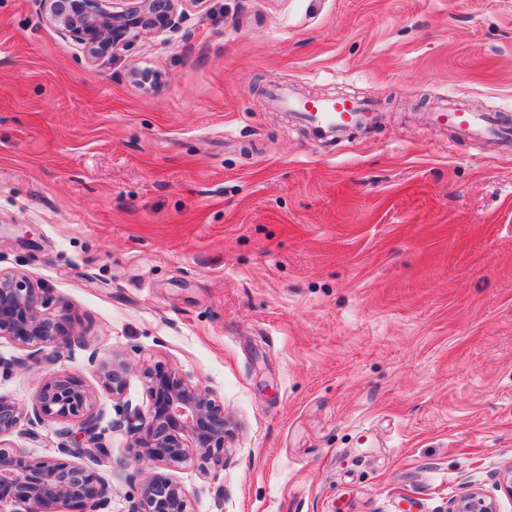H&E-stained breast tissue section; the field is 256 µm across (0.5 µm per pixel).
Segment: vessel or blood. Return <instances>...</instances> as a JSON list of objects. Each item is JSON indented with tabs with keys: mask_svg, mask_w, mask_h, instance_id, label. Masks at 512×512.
Here are the masks:
<instances>
[{
	"mask_svg": "<svg viewBox=\"0 0 512 512\" xmlns=\"http://www.w3.org/2000/svg\"><path fill=\"white\" fill-rule=\"evenodd\" d=\"M288 107L313 125L318 137L332 138L340 135L352 124L371 113L370 104L352 99H288ZM442 120L461 131L474 134H488L504 142L512 141V127L501 125L489 113L467 111L445 112Z\"/></svg>",
	"mask_w": 512,
	"mask_h": 512,
	"instance_id": "1",
	"label": "vessel or blood"
}]
</instances>
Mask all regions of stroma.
I'll use <instances>...</instances> for the list:
<instances>
[{
	"instance_id": "stroma-1",
	"label": "stroma",
	"mask_w": 512,
	"mask_h": 512,
	"mask_svg": "<svg viewBox=\"0 0 512 512\" xmlns=\"http://www.w3.org/2000/svg\"><path fill=\"white\" fill-rule=\"evenodd\" d=\"M180 27L98 66L40 0H0V270L78 336L0 395L57 374L94 392L105 512L138 467L122 401L176 370L231 422L224 466L165 474L193 512H448L512 464V0H182ZM135 67L158 71L144 92ZM379 120L313 135L283 97ZM59 422L4 440L29 459ZM438 118L463 132L488 134L506 143H511L512 141V127L502 126L497 118L490 113L467 111L442 112Z\"/></svg>"
}]
</instances>
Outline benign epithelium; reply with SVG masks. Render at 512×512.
Listing matches in <instances>:
<instances>
[{
    "label": "benign epithelium",
    "instance_id": "benign-epithelium-1",
    "mask_svg": "<svg viewBox=\"0 0 512 512\" xmlns=\"http://www.w3.org/2000/svg\"><path fill=\"white\" fill-rule=\"evenodd\" d=\"M46 20L78 44L91 64L113 56L144 31L164 32L177 27L179 0H40ZM132 79L150 90L158 75L146 68L131 70ZM46 291L27 279L0 272V336L36 352L45 347H65L76 333L69 317L46 312ZM112 397L120 399L124 382L115 369L104 372ZM151 406L132 415L118 409L133 432L137 457L152 464L175 468L186 462L189 449L219 468L229 420L224 404L206 389L191 384L176 370L151 376ZM78 420L77 429L58 432L55 454L32 461L0 442V512H56L60 504L78 512H104L112 497V484L67 457L85 456L99 464L112 463L93 412V392L79 378L58 374L44 381L31 408L0 396V437L24 419ZM130 512H191L184 489L170 478L151 473L139 481V498ZM449 512H497L485 495L471 491L458 497Z\"/></svg>",
    "mask_w": 512,
    "mask_h": 512
}]
</instances>
